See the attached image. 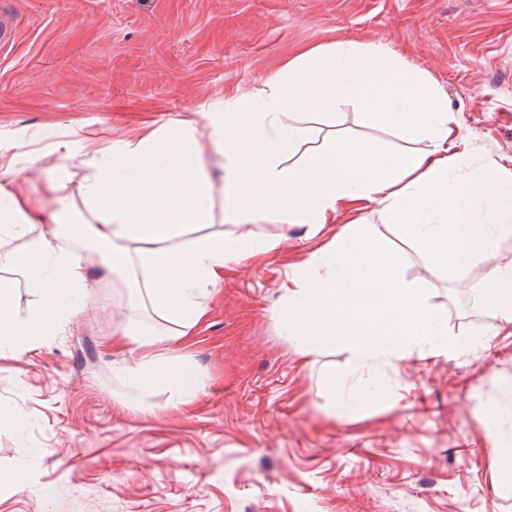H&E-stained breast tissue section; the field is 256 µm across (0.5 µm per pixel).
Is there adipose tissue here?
Listing matches in <instances>:
<instances>
[{"instance_id":"1","label":"adipose tissue","mask_w":512,"mask_h":512,"mask_svg":"<svg viewBox=\"0 0 512 512\" xmlns=\"http://www.w3.org/2000/svg\"><path fill=\"white\" fill-rule=\"evenodd\" d=\"M348 103L361 125L389 128L424 150L398 153L351 139L341 114ZM452 121L445 93L425 72L382 47L338 41L301 51L249 93L202 104L172 124L113 142L108 152L89 131L35 132L58 158L41 171L51 209L17 187L16 160L0 152V267L13 271L0 277V352H22L79 315L96 286L86 270L93 262L170 322L164 333L122 329L121 348L140 356L125 372L133 390L145 397L164 386L171 409L192 402L200 381L166 346L205 318L203 299L223 286L225 269L249 266L284 240L252 231L197 234L218 219L219 206L223 223L304 224L313 238L342 209L373 202L434 268L454 274L474 259L494 258L497 240L512 234V183L468 176V158L448 150ZM76 158L86 169L78 206L66 192ZM216 171L224 183L220 204L212 193ZM488 203L492 224L479 220ZM404 266L383 230L350 222L286 272L276 312L281 335L305 358L320 343L342 342L357 369L477 352L483 337L449 333L442 311ZM19 281L33 295L22 312L13 302ZM474 293L512 324V260L496 261ZM322 384L332 414L345 419L392 397L379 374L351 386L331 369Z\"/></svg>"}]
</instances>
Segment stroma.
Masks as SVG:
<instances>
[{
    "label": "stroma",
    "instance_id": "stroma-1",
    "mask_svg": "<svg viewBox=\"0 0 512 512\" xmlns=\"http://www.w3.org/2000/svg\"><path fill=\"white\" fill-rule=\"evenodd\" d=\"M15 39L0 47V137L22 138L43 167L57 158L37 128L81 126L101 145L168 123L200 103L257 87L301 49L382 45L425 70L448 97L474 174L512 176V0H0ZM320 240V239H319ZM289 225L281 249L230 268L207 317L174 348L204 392L167 409L129 410L113 344L132 320L167 329L129 289L100 279L59 335L0 354V512H512V479L488 439L512 415V327L456 276L397 240L450 333L487 336L477 354L418 356L386 367L393 399L352 420L329 416L324 369L352 384L341 344L302 362L274 314L285 271L317 247ZM23 485H16V478Z\"/></svg>",
    "mask_w": 512,
    "mask_h": 512
}]
</instances>
